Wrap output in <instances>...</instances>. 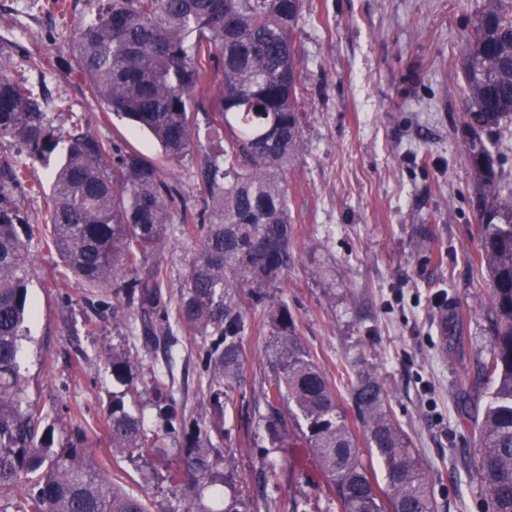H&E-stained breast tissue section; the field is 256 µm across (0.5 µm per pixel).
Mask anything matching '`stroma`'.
I'll list each match as a JSON object with an SVG mask.
<instances>
[{
    "instance_id": "35a3bbf8",
    "label": "stroma",
    "mask_w": 512,
    "mask_h": 512,
    "mask_svg": "<svg viewBox=\"0 0 512 512\" xmlns=\"http://www.w3.org/2000/svg\"><path fill=\"white\" fill-rule=\"evenodd\" d=\"M479 0H304L297 46L309 88L302 149L288 168L294 259L278 297L303 346L329 374L369 367L429 475L440 512H490L475 478L483 410L477 366L491 347L489 272L480 260L481 223L464 153L465 84L460 60ZM56 0H0V74L34 87L45 111L59 98L84 112L93 135L106 136L150 159L153 138L124 119H104L78 74L73 36L93 18L77 0L67 19ZM41 57L43 71L28 66ZM196 147L168 174L194 196L203 158L218 137L199 125ZM35 259L28 299L36 309L20 353L29 396L57 427L83 424L100 463L137 488L156 468L113 458L99 422L115 391L102 354L141 343L111 314L95 332L84 321L92 301L113 303L111 289L60 287L59 259L40 236L27 239ZM196 245L171 229L156 253L178 295ZM244 377L224 430L233 466L246 482L225 500L251 497L258 512H288L290 499H316L317 464L306 449L271 447L258 421V387L270 375L272 336L254 320L242 340ZM176 397L198 402L202 374L189 344L173 354Z\"/></svg>"
}]
</instances>
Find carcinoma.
Instances as JSON below:
<instances>
[{"label":"carcinoma","instance_id":"carcinoma-1","mask_svg":"<svg viewBox=\"0 0 512 512\" xmlns=\"http://www.w3.org/2000/svg\"><path fill=\"white\" fill-rule=\"evenodd\" d=\"M93 22L78 28L80 76L104 109L146 128L165 158L178 162L194 147L198 115L224 149L207 155L197 194L134 150L89 133L67 98L41 110L32 87L0 76V141L17 156L0 158V512H154L149 493L127 489L95 464L87 431H56L50 414L28 399L19 354L34 310L27 299L34 260L23 235L34 232L13 192L27 184L30 160L46 161L67 144L42 215L47 248L64 272L59 285L113 289L127 318H139L144 342L200 337L196 358L209 414L191 419L172 394L168 374L151 357L114 349L105 364L124 390L112 393L103 426L112 455L133 463L168 454L179 459L165 481L186 491L182 512H212L202 492L228 483L224 407L243 372L241 341L248 312L268 309L276 363L262 387L270 443L310 449L321 469L326 512H439L428 475L388 396L368 369L337 370L348 383L355 422L340 407L335 381L303 347L288 304L268 305L293 261L288 165L302 144L306 60L295 36L303 0H87ZM465 78V155L477 180L481 261L489 270L493 338L481 363L490 383L475 474L492 512H512V187L500 185L498 159L486 145L512 125V0H482L461 60ZM222 74L217 95L201 82ZM65 130L55 126L57 119ZM195 241L176 301L168 269L148 264L171 226ZM145 394L147 424L126 403ZM377 457L378 480L359 442ZM21 495L9 496L21 481Z\"/></svg>","mask_w":512,"mask_h":512}]
</instances>
